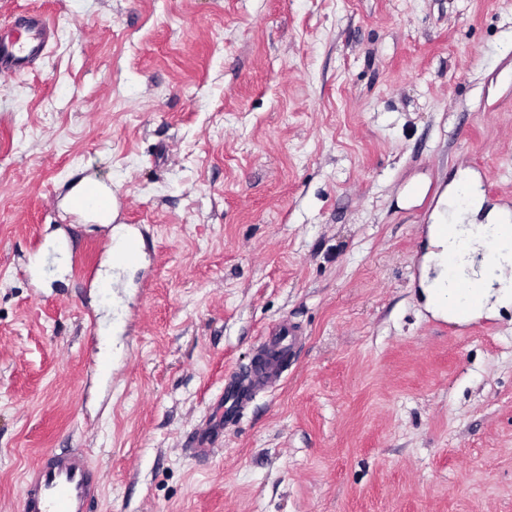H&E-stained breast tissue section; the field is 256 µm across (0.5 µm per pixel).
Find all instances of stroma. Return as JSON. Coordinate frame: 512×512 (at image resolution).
<instances>
[{
  "instance_id": "1",
  "label": "stroma",
  "mask_w": 512,
  "mask_h": 512,
  "mask_svg": "<svg viewBox=\"0 0 512 512\" xmlns=\"http://www.w3.org/2000/svg\"><path fill=\"white\" fill-rule=\"evenodd\" d=\"M32 9L56 38L0 79V512L49 448L88 454L94 512H512V310L457 324L421 288L460 171L477 221L512 212V0H0V21ZM90 177L113 221L62 222ZM135 224L139 262L102 284ZM282 321L303 334L281 384L225 418ZM428 186V181L422 177L410 181L399 196L398 206L410 208L420 205L427 195Z\"/></svg>"
}]
</instances>
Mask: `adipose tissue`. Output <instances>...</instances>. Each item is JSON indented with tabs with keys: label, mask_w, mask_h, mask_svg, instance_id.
I'll return each mask as SVG.
<instances>
[{
	"label": "adipose tissue",
	"mask_w": 512,
	"mask_h": 512,
	"mask_svg": "<svg viewBox=\"0 0 512 512\" xmlns=\"http://www.w3.org/2000/svg\"><path fill=\"white\" fill-rule=\"evenodd\" d=\"M482 202L467 177L449 184L436 201L428 229L431 249L423 258L421 285L428 305L437 313L451 317L457 309L465 307L472 315L479 316L512 308V237L505 239L497 258V275L489 276L475 268L484 238L496 232L505 221H512V212L485 213V222L478 224L473 216L482 211ZM447 224L455 227L449 236L443 233ZM444 253L455 256L462 269L474 271L477 288L465 289L458 279L432 275V268L439 266Z\"/></svg>",
	"instance_id": "adipose-tissue-1"
}]
</instances>
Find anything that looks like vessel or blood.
<instances>
[{
	"instance_id": "obj_1",
	"label": "vessel or blood",
	"mask_w": 512,
	"mask_h": 512,
	"mask_svg": "<svg viewBox=\"0 0 512 512\" xmlns=\"http://www.w3.org/2000/svg\"><path fill=\"white\" fill-rule=\"evenodd\" d=\"M56 27L47 15L28 10L18 14L11 27L0 29V74L20 76L32 70L52 43ZM101 207L113 203L101 182L87 183L70 200L75 213L90 211L92 202ZM300 331L293 323L280 324L266 334L259 346L262 364L249 382L248 390L228 388L235 407H242L249 391L273 388L281 379L280 358L295 344ZM24 512H93L100 495L99 480L83 451L46 450L23 479Z\"/></svg>"
}]
</instances>
